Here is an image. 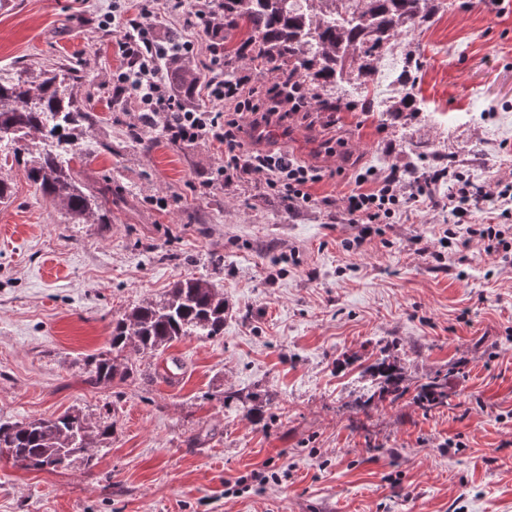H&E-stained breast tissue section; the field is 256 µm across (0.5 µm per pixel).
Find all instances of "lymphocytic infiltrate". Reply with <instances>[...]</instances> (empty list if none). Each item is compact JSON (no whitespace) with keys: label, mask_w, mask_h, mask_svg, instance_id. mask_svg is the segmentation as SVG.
<instances>
[{"label":"lymphocytic infiltrate","mask_w":512,"mask_h":512,"mask_svg":"<svg viewBox=\"0 0 512 512\" xmlns=\"http://www.w3.org/2000/svg\"><path fill=\"white\" fill-rule=\"evenodd\" d=\"M216 2L203 0L192 14L193 28L209 39L208 54L202 62L205 103L184 96L171 82L168 62L194 53L195 45L162 36L155 22L153 0H139L137 16L122 27L117 46L124 63L103 84L134 112L130 128L135 136L157 132L174 145L198 141L222 145L224 162L216 169L218 181L257 179L287 195L295 207H302L311 200V185L321 179L318 170L286 155L244 151L239 135L243 128L263 129L289 115L309 111L313 97L299 81L277 78L266 83L254 75L241 74L232 84H225L224 44L219 38ZM421 179V173L415 170L405 179L395 172L358 173L356 187L343 198L339 212L343 221L360 225L356 244L370 237L374 225L386 223L400 211L435 207V199L420 189ZM455 181L448 202L451 225L444 229L441 245L461 252L477 240L486 253L511 254L512 237L504 226L512 222V182L492 177L477 190L463 174H456ZM484 201L496 204V223L476 222L475 213Z\"/></svg>","instance_id":"lymphocytic-infiltrate-1"}]
</instances>
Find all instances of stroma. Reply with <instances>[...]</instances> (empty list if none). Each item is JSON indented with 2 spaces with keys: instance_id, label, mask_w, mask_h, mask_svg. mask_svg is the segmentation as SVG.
I'll return each instance as SVG.
<instances>
[{
  "instance_id": "obj_1",
  "label": "stroma",
  "mask_w": 512,
  "mask_h": 512,
  "mask_svg": "<svg viewBox=\"0 0 512 512\" xmlns=\"http://www.w3.org/2000/svg\"><path fill=\"white\" fill-rule=\"evenodd\" d=\"M112 0H0V78L80 64L79 100L99 117L74 174L110 178L108 224H69L0 147L13 195L0 204V421L70 408L111 412L115 432L91 467L33 470L0 454V512H512V260L472 242L444 253L438 208L397 213L359 248L336 204L358 172L445 156L483 182L512 181V6L451 0L411 40L422 110L405 127L351 104L274 125L245 146L317 166L312 201L283 213L259 180L201 189L224 161L209 143L150 134L143 153L102 77L123 63ZM91 163H83L82 155ZM211 278L229 307L223 336L139 356L132 378L93 386L83 360L113 321L177 279ZM392 346L409 382L442 369L450 407L411 399L355 407L364 369ZM271 398L272 424L224 400ZM277 473L261 485L255 471Z\"/></svg>"
}]
</instances>
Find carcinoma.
Returning <instances> with one entry per match:
<instances>
[{
    "label": "carcinoma",
    "instance_id": "obj_1",
    "mask_svg": "<svg viewBox=\"0 0 512 512\" xmlns=\"http://www.w3.org/2000/svg\"><path fill=\"white\" fill-rule=\"evenodd\" d=\"M224 80L233 81L243 58L261 61L272 74L302 80L320 106L340 108L333 94L352 85L357 99L371 107L370 85L383 48L396 35L414 31L435 14L436 0H304L305 8L291 9L289 0H223ZM415 52L407 53L395 81L414 83ZM80 69L46 70L14 83L0 82V140L17 143L15 158L42 195L61 206L68 224L111 223L108 207L112 184L104 180L90 187L76 179L67 161L27 144L33 136L77 146L97 124L92 109L78 100L74 83ZM417 99L407 91L386 106L388 120L417 112ZM227 305L224 292L204 277L179 279L160 300H144L112 323L110 350L85 359L86 374L95 385L125 381L133 374L132 356L163 350L173 342L195 337L213 339L224 334ZM370 371L374 390L360 405L369 413L375 401L393 405L409 394L397 360L378 358ZM448 374L436 372L418 383L412 400L431 412L449 406ZM112 417L92 422L80 411L67 410L50 419L0 422V448L24 469L41 470L56 462L68 468L89 466L94 452L112 438ZM78 439L81 447L71 446Z\"/></svg>",
    "mask_w": 512,
    "mask_h": 512
}]
</instances>
